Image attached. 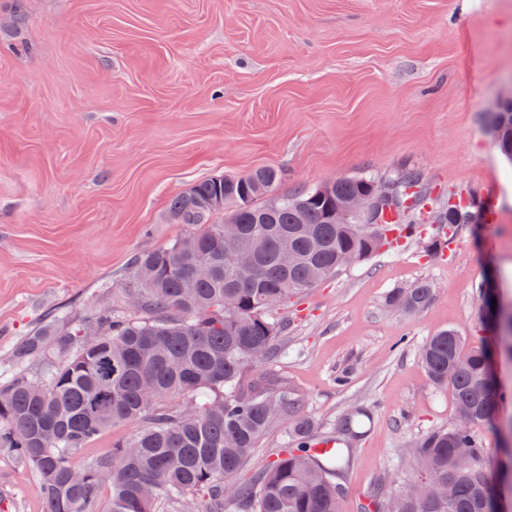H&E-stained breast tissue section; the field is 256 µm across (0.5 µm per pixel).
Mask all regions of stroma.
<instances>
[{
  "instance_id": "stroma-1",
  "label": "stroma",
  "mask_w": 512,
  "mask_h": 512,
  "mask_svg": "<svg viewBox=\"0 0 512 512\" xmlns=\"http://www.w3.org/2000/svg\"><path fill=\"white\" fill-rule=\"evenodd\" d=\"M511 88L512 0H0V379L51 365L13 351L57 311L70 328L102 309L141 317L130 262L191 233L163 212L193 182L273 167L293 194L410 169L436 207L480 198L481 221L451 237L423 225L292 298L254 373L294 386L318 435L369 412L340 480L341 512H362L375 483L411 478L417 439L454 424L420 350L455 329L487 349L506 396L479 430L497 469L512 357L484 284L512 301V164L488 123ZM421 280L425 308L388 306ZM0 512H43L37 472L7 448Z\"/></svg>"
}]
</instances>
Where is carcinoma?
Instances as JSON below:
<instances>
[{"instance_id":"obj_1","label":"carcinoma","mask_w":512,"mask_h":512,"mask_svg":"<svg viewBox=\"0 0 512 512\" xmlns=\"http://www.w3.org/2000/svg\"><path fill=\"white\" fill-rule=\"evenodd\" d=\"M489 131L511 161L512 108L491 113ZM281 179L279 170L264 167L202 179L178 192L164 219L191 225L193 245L186 250L178 238L134 255L129 288L145 317L103 310L90 325L69 330L53 315L52 329L35 331L15 349L18 361L49 348L59 357L40 378L20 374L0 382V447L36 470L45 512H87L104 483L106 512H157L162 499L179 509L190 502L195 512H340L336 477L348 467L350 440L365 412L346 414L331 453L312 452L315 423L301 396L278 378L251 374L277 354V311L290 296L342 270V254L364 260L414 237L421 224L453 231L475 208L466 200L434 210L421 175L405 170L379 224H345L333 213L335 202L365 193L371 178L336 179L328 195L319 186L276 194ZM217 197L224 205H211ZM389 213L397 223H387ZM226 216L235 223H224ZM226 236L240 241L242 271L224 268ZM143 265L156 269L153 280L137 279ZM198 267L209 268L207 279L195 277ZM431 296L432 284L420 281L393 290L387 302L416 311ZM89 329L98 335H85ZM420 359L432 382L451 390L455 407L473 413L469 426L451 425L414 443L430 460L433 478L452 481V491L420 498L407 483L374 494L370 503L376 512H496L504 481L484 468L478 434L502 398L488 354L448 329L426 340ZM176 397L184 406L167 408L165 401ZM137 420L143 426L94 464L73 462L113 425ZM277 422L288 423L292 445L254 477L242 478L251 449ZM459 448L471 449L476 466L457 457Z\"/></svg>"}]
</instances>
